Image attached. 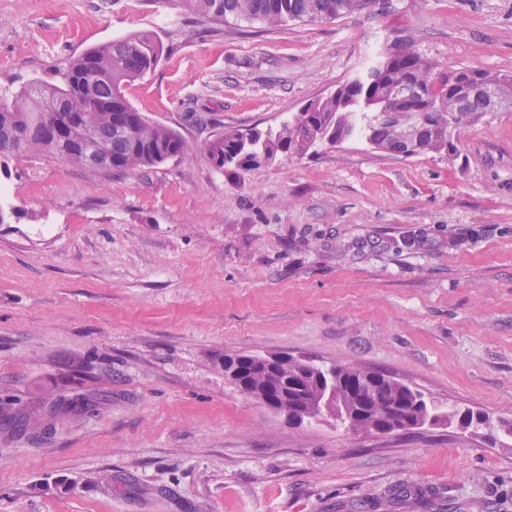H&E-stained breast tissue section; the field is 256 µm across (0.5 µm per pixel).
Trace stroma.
<instances>
[{
	"label": "stroma",
	"mask_w": 512,
	"mask_h": 512,
	"mask_svg": "<svg viewBox=\"0 0 512 512\" xmlns=\"http://www.w3.org/2000/svg\"><path fill=\"white\" fill-rule=\"evenodd\" d=\"M141 31L164 55L126 97L186 157L0 167L17 209L0 401L73 408L41 434L0 426V512H512V112L465 128L452 158L350 139L238 170L205 151L279 128L396 35L512 76V0H370L272 30L175 0H0V86ZM228 353L358 362L492 425H294L225 378Z\"/></svg>",
	"instance_id": "1"
}]
</instances>
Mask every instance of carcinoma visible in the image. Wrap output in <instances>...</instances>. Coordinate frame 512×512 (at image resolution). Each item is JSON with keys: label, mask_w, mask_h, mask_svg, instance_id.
Returning a JSON list of instances; mask_svg holds the SVG:
<instances>
[{"label": "carcinoma", "mask_w": 512, "mask_h": 512, "mask_svg": "<svg viewBox=\"0 0 512 512\" xmlns=\"http://www.w3.org/2000/svg\"><path fill=\"white\" fill-rule=\"evenodd\" d=\"M368 0H183L196 15L216 24L229 19L283 27L290 22H326L341 13L360 9ZM164 53L151 32L129 34L91 47L70 59L53 80H37L15 91L0 86V158L39 153L77 167L86 166L85 127L102 147L103 162L96 170L106 174L151 169L187 154L176 131L153 122L126 98V87L156 69ZM437 65L419 55L410 42L397 37L363 75L341 84L330 96L309 103L308 110L284 121L279 130L262 132L226 129L207 146L217 167L246 170L274 160L280 153L305 155L319 144L365 140L374 148L404 158L429 154L452 155L462 131L491 111L483 95L464 96L457 83L477 73L489 87L512 92V78L487 70L461 68L453 79L435 80ZM416 89L404 109L421 119L419 146L403 148L397 129L376 121L389 106L388 89L399 79ZM62 105L54 111L47 105ZM240 376L230 382L245 396L267 405L284 393L290 406H276L279 414L303 404L332 378L344 405L356 417L360 431L370 435L407 433L425 425L456 420L467 427L488 422L484 413L455 409L446 414L423 393L386 373L360 363L329 368L306 359L257 371L251 354H226Z\"/></svg>", "instance_id": "obj_1"}]
</instances>
